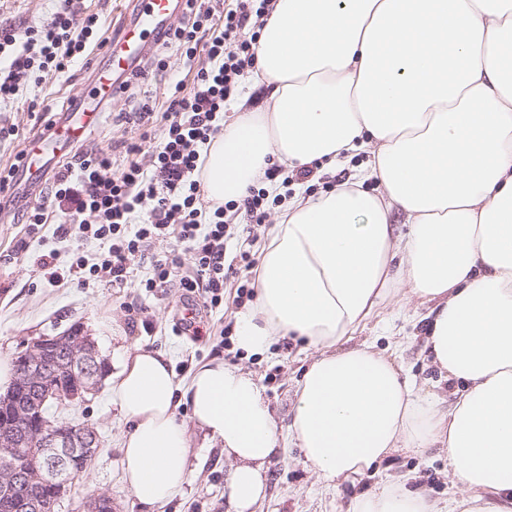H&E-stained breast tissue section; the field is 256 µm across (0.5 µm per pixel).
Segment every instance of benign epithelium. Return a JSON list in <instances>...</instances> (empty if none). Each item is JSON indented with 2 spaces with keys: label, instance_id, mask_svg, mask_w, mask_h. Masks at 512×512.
I'll return each instance as SVG.
<instances>
[{
  "label": "benign epithelium",
  "instance_id": "1",
  "mask_svg": "<svg viewBox=\"0 0 512 512\" xmlns=\"http://www.w3.org/2000/svg\"><path fill=\"white\" fill-rule=\"evenodd\" d=\"M62 354L72 366L83 371L87 382L83 386L64 388L52 381L50 356ZM16 381L36 392L38 404L50 399L78 403L86 401V396L93 393L92 381L102 373L105 361L91 340L84 334L81 325H74L56 336H41L27 344L26 349L18 353ZM98 434L86 427L55 425L46 421L41 413L26 407H17L11 412V422L0 428V449L15 448L20 443L32 441L43 448L52 449V454L44 459L41 468L34 471L17 473L12 468L0 472V493H13L19 482H24L29 489L39 490L51 485L55 494L45 509L51 510L63 502L70 492L71 480L66 476L67 462L80 448H91L96 443Z\"/></svg>",
  "mask_w": 512,
  "mask_h": 512
}]
</instances>
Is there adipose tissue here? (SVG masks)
Listing matches in <instances>:
<instances>
[{
  "label": "adipose tissue",
  "mask_w": 512,
  "mask_h": 512,
  "mask_svg": "<svg viewBox=\"0 0 512 512\" xmlns=\"http://www.w3.org/2000/svg\"><path fill=\"white\" fill-rule=\"evenodd\" d=\"M254 53L264 100L212 143L208 199L245 196L276 162L332 168L361 151L379 190L294 194L261 246L235 342L314 351L290 424L238 366L215 359L183 381L169 353L133 347L110 378L124 481L149 512L182 495L195 429L231 463L227 512H254L289 443L328 486L441 448L463 499L392 480L348 512H512V0H272ZM404 287L430 307L424 347L451 407L354 340Z\"/></svg>",
  "instance_id": "ef3b65f1"
}]
</instances>
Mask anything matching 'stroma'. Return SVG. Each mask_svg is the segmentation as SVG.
<instances>
[{
	"mask_svg": "<svg viewBox=\"0 0 512 512\" xmlns=\"http://www.w3.org/2000/svg\"><path fill=\"white\" fill-rule=\"evenodd\" d=\"M61 5L62 0H0V21L18 28L46 23ZM71 6L82 14L97 15L100 35L107 39L118 34L123 24L133 18L132 0H71ZM165 56V69L144 66L130 89L114 95L79 143L80 152L140 140L142 128L134 120V112L145 102L161 108L169 84L186 74L175 50H167ZM101 58L100 50H93L87 66L58 76H45L38 83L27 82L17 99L0 103V127L16 131L15 136L0 138V169L10 166L28 142L43 132L45 103H52L58 113L70 100L79 98ZM367 161L366 153L355 154L336 171L318 170L312 182L285 184L284 195L292 197L299 189L308 196L328 193L346 178L360 174ZM52 198V186L39 189L36 200L48 204V219L33 231L24 222L25 201H15L0 213V357L14 358L31 339L58 334L80 322L112 366L134 346L170 353L176 374L183 378L196 365L215 357L240 365L259 379L280 425H287L295 383L311 362L310 351L291 340L274 345L267 354L244 356L235 348V316L239 307L230 293L225 294L223 307L213 309L198 304L196 322L200 335L181 334L176 326L183 303L181 288L174 285L148 293L139 286L140 280L149 276L153 259L170 252V245L164 242L152 247L149 255L135 260L123 287L100 282L78 285L76 277L68 272L72 249L82 248L92 259L100 246L94 240L79 246L75 241L59 238L56 228L64 215L52 206ZM279 212V207L271 204L264 223L233 227L225 242V266L240 273L246 261L256 260L262 235ZM21 239L27 240V251L13 254L14 244ZM50 250L58 254L61 278L56 282L49 281L37 266L39 256ZM426 314V307L419 305L415 297L401 292L366 327L357 330L355 339L389 350L418 384L433 392L440 375L423 349ZM56 415L96 427L103 439L93 470L73 488L72 498L64 502L62 512H78L82 501L93 493L111 496L113 512H140L122 478L121 434L126 423L113 405L108 387H101L86 402L58 408ZM188 465L192 471L190 485L161 512H225L224 476L229 463L223 449L206 440L202 432H193ZM394 478L440 502L461 494L448 474L447 454L439 448L394 453L357 483L344 482L333 487L319 482L301 450L291 445L272 464L267 496L256 512H347L354 497Z\"/></svg>",
	"mask_w": 512,
	"mask_h": 512,
	"instance_id": "stroma-1",
	"label": "stroma"
}]
</instances>
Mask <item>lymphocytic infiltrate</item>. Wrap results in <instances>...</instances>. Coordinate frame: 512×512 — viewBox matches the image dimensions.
I'll return each mask as SVG.
<instances>
[{
    "instance_id": "f902f5d3",
    "label": "lymphocytic infiltrate",
    "mask_w": 512,
    "mask_h": 512,
    "mask_svg": "<svg viewBox=\"0 0 512 512\" xmlns=\"http://www.w3.org/2000/svg\"><path fill=\"white\" fill-rule=\"evenodd\" d=\"M271 0H257L254 8L238 5L225 11L214 25V8L205 0H185L181 26L160 31L155 45H176L184 66L193 75L192 87L176 81L163 112L142 105L141 123L156 119L164 135L152 150L150 165L138 156L141 145L125 147L124 164H115L111 149L77 155L55 180L54 197L68 211L57 233L63 238L94 240L103 250L96 262L82 251L72 254L69 270L79 283L95 280L122 285L132 262L153 245L173 241L192 259L182 268L169 254L154 260L146 290L178 278L185 292L202 296L207 304L224 303V241L230 225L227 214L247 223L266 216L264 190L210 209L202 190L203 152L224 129V109L239 91V79L254 65L252 30L261 28ZM95 16H79L71 9L54 14L50 22L16 30L0 28V101L14 99L33 71L67 73L84 59L97 39Z\"/></svg>"
}]
</instances>
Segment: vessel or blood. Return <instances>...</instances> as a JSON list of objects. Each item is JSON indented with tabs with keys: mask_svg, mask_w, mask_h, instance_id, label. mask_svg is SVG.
Listing matches in <instances>:
<instances>
[{
	"mask_svg": "<svg viewBox=\"0 0 512 512\" xmlns=\"http://www.w3.org/2000/svg\"><path fill=\"white\" fill-rule=\"evenodd\" d=\"M183 0H137L133 21L123 28L119 38L107 45L108 66L98 71L89 89L97 100L112 98L120 88L118 75L134 67L146 52L153 36L168 23ZM96 109L84 107L63 113L58 123L33 142L25 151L22 168L32 182L46 179L56 162L77 143L94 124Z\"/></svg>",
	"mask_w": 512,
	"mask_h": 512,
	"instance_id": "obj_1",
	"label": "vessel or blood"
}]
</instances>
